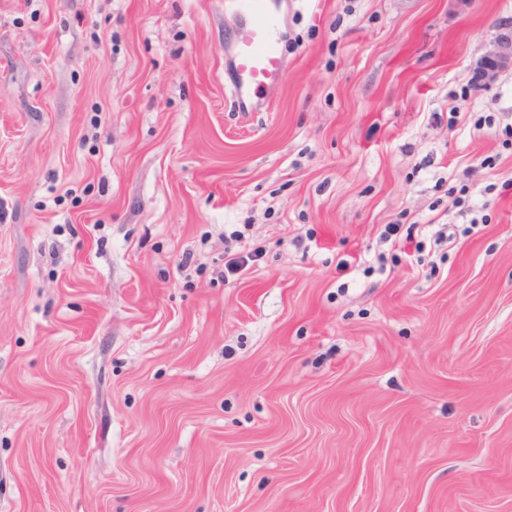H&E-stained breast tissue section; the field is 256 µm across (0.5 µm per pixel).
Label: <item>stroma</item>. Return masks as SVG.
<instances>
[{"mask_svg": "<svg viewBox=\"0 0 512 512\" xmlns=\"http://www.w3.org/2000/svg\"><path fill=\"white\" fill-rule=\"evenodd\" d=\"M283 13L0 0V512H512V0ZM283 0H224V17L240 21L230 41L234 77L231 96L241 105L279 84L284 61L279 42ZM490 43L491 49L476 66L484 84L493 83L500 72L512 68V27L500 26Z\"/></svg>", "mask_w": 512, "mask_h": 512, "instance_id": "obj_1", "label": "stroma"}]
</instances>
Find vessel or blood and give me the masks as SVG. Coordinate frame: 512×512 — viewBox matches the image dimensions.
Segmentation results:
<instances>
[{"instance_id":"1","label":"vessel or blood","mask_w":512,"mask_h":512,"mask_svg":"<svg viewBox=\"0 0 512 512\" xmlns=\"http://www.w3.org/2000/svg\"><path fill=\"white\" fill-rule=\"evenodd\" d=\"M282 0H224L225 17L238 26L229 44L234 67L231 96L239 103L279 84L284 61L279 42Z\"/></svg>"}]
</instances>
